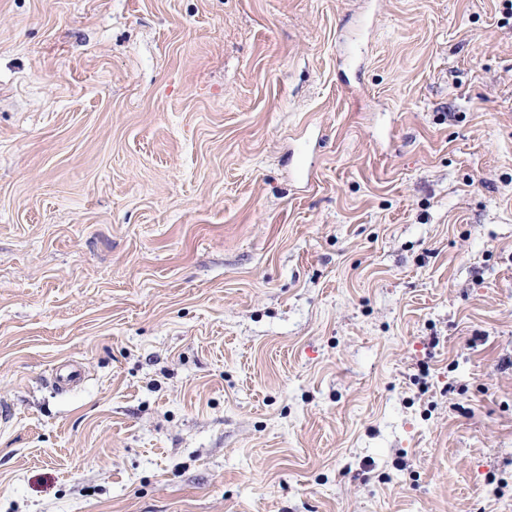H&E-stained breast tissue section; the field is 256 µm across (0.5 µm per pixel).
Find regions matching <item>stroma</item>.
I'll return each instance as SVG.
<instances>
[{"label": "stroma", "mask_w": 512, "mask_h": 512, "mask_svg": "<svg viewBox=\"0 0 512 512\" xmlns=\"http://www.w3.org/2000/svg\"><path fill=\"white\" fill-rule=\"evenodd\" d=\"M503 8L0 0V512H512Z\"/></svg>", "instance_id": "35a3bbf8"}]
</instances>
